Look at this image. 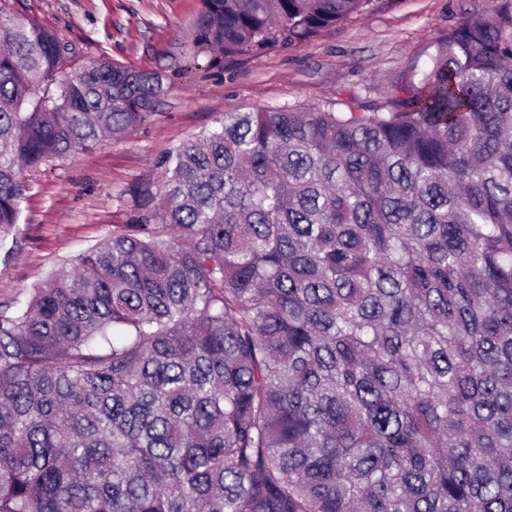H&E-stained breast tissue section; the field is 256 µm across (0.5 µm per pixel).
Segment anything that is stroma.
I'll use <instances>...</instances> for the list:
<instances>
[{"label": "stroma", "mask_w": 512, "mask_h": 512, "mask_svg": "<svg viewBox=\"0 0 512 512\" xmlns=\"http://www.w3.org/2000/svg\"><path fill=\"white\" fill-rule=\"evenodd\" d=\"M490 0H368L343 22L303 43H272L235 56L199 40L200 0H0L9 15L54 30L79 65L108 57L159 73L155 115L119 140L26 172L19 248L0 260V304L26 300L45 276L111 235L136 224L137 193L158 190L156 162L227 112L276 105L322 106L358 94L391 96L436 43Z\"/></svg>", "instance_id": "1"}]
</instances>
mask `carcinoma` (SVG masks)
I'll use <instances>...</instances> for the list:
<instances>
[{
  "label": "carcinoma",
  "instance_id": "cac0c4a2",
  "mask_svg": "<svg viewBox=\"0 0 512 512\" xmlns=\"http://www.w3.org/2000/svg\"><path fill=\"white\" fill-rule=\"evenodd\" d=\"M366 0H201L226 55ZM0 15V251L23 172L162 79ZM140 224L0 304V512H512V0L386 101L226 112Z\"/></svg>",
  "mask_w": 512,
  "mask_h": 512
}]
</instances>
